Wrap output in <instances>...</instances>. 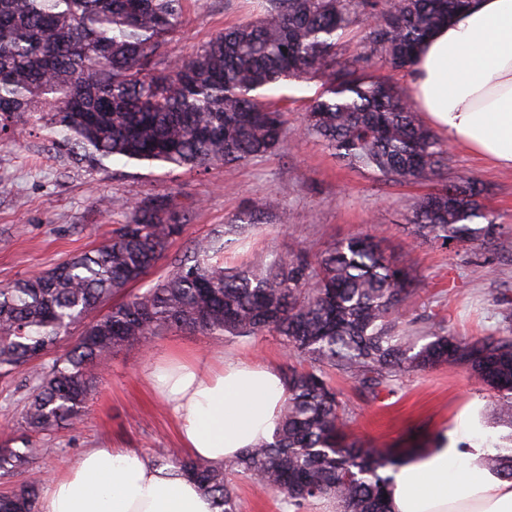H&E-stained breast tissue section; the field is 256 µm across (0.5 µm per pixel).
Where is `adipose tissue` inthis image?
Wrapping results in <instances>:
<instances>
[{
	"label": "adipose tissue",
	"instance_id": "ef3b65f1",
	"mask_svg": "<svg viewBox=\"0 0 512 512\" xmlns=\"http://www.w3.org/2000/svg\"><path fill=\"white\" fill-rule=\"evenodd\" d=\"M410 96L450 143L512 168V0H473L425 42L410 71ZM144 376L177 422L189 456L224 465L271 440L285 387L256 360L212 363L171 357ZM493 448L480 419L464 442L440 433L409 454L389 490L390 512H512V480L489 469ZM40 512H215L198 486L127 448L85 451L50 479Z\"/></svg>",
	"mask_w": 512,
	"mask_h": 512
}]
</instances>
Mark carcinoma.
Here are the masks:
<instances>
[{
  "mask_svg": "<svg viewBox=\"0 0 512 512\" xmlns=\"http://www.w3.org/2000/svg\"><path fill=\"white\" fill-rule=\"evenodd\" d=\"M183 0H0V141L34 116L50 149L91 169L121 158L147 165L203 168L263 157L284 141L281 110L261 91L319 77L304 132L347 166L388 182L446 169L447 147L418 117L410 98L366 72L377 59L414 64L420 44L470 0H267V15L224 29L188 58L165 47L180 27ZM364 25V51L337 62L341 32ZM483 186L446 180L409 205V235L421 243L481 247L501 225ZM288 220L259 199L224 225V237L198 241L159 285L128 288L155 267L188 221L176 195H148L130 220L97 247L41 275L0 288V373L35 380L21 425L48 435L78 425L112 351L176 328L244 338L274 332L300 359L283 374L286 398L272 441L229 466L154 451L158 466L195 480L217 512H238L231 473L300 509L332 499L340 512H388L386 489L398 456L364 446L349 429L330 373L353 378L376 400L410 372L448 363L494 393L499 420L512 427V336L463 338L431 326L396 328L392 316L415 277L369 233L331 244L316 259L299 249L262 265L226 268L233 239L256 224ZM90 331L43 370L70 326L99 309ZM489 468L512 480V434ZM53 452L28 437L0 444V476L26 475L0 495V512H37L39 460Z\"/></svg>",
  "mask_w": 512,
  "mask_h": 512,
  "instance_id": "cac0c4a2",
  "label": "carcinoma"
}]
</instances>
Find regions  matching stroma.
<instances>
[{
  "mask_svg": "<svg viewBox=\"0 0 512 512\" xmlns=\"http://www.w3.org/2000/svg\"><path fill=\"white\" fill-rule=\"evenodd\" d=\"M264 9L263 0H190L168 54L188 57L217 33L260 17ZM321 89L320 79L313 78L267 90V99L286 114L283 144L264 157L206 170L116 160L96 170L77 167L49 150L39 130L24 125L17 141L0 142V286L91 249L115 225L129 220L137 199L171 192L189 220L155 269L139 282L143 290L165 278L195 240L223 230L254 200L267 197L286 207L287 228L257 225L225 252V265L261 264L271 255L301 248L314 255L366 231L416 273L412 294L396 316L398 325L430 323L459 336L501 335L498 308L512 302V170L461 147L448 148L445 176L462 175L484 185L485 204L508 247L473 249L454 242L442 248L412 242L404 230L408 205L438 188L442 178L385 183L341 164L321 140L300 131L302 117ZM101 196L107 197L108 209L97 207ZM475 262L482 267L477 275L471 272ZM176 353L257 357L282 372L294 362L273 333L228 340L169 330L151 337L146 346L116 349L83 422L43 438V446L51 450L41 463L46 475L65 471L89 448L117 446L147 456L157 448L181 453L175 420L142 376L146 364ZM334 383L356 436L397 452L429 447L440 430L458 428L470 421L478 405L492 402L489 391L480 389L467 371L447 365L406 376L396 394L378 400L361 394L350 377L335 376ZM34 385L23 373L0 375V440L21 434V412Z\"/></svg>",
  "mask_w": 512,
  "mask_h": 512,
  "instance_id": "35a3bbf8",
  "label": "stroma"
}]
</instances>
